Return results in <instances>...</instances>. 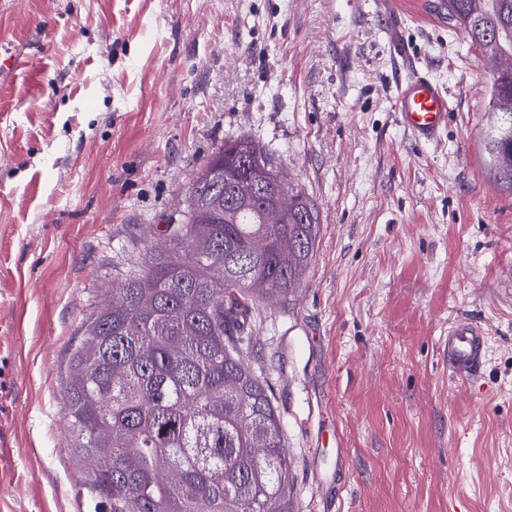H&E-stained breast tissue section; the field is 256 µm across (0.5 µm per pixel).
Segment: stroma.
<instances>
[{
	"instance_id": "1",
	"label": "stroma",
	"mask_w": 512,
	"mask_h": 512,
	"mask_svg": "<svg viewBox=\"0 0 512 512\" xmlns=\"http://www.w3.org/2000/svg\"><path fill=\"white\" fill-rule=\"evenodd\" d=\"M402 37L455 107L393 110ZM417 0H0V512H105L63 380L212 153L247 136L319 210L313 259L254 313L294 512H512V191L480 147L491 67ZM486 330L472 379L448 326Z\"/></svg>"
}]
</instances>
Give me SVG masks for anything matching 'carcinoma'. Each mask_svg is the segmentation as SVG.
I'll list each match as a JSON object with an SVG mask.
<instances>
[{
  "mask_svg": "<svg viewBox=\"0 0 512 512\" xmlns=\"http://www.w3.org/2000/svg\"><path fill=\"white\" fill-rule=\"evenodd\" d=\"M448 14L495 63L482 150L512 189V0H448ZM318 231L304 190L237 137L193 178L168 246L83 324L65 421L110 512H294L278 409L244 350L253 311L288 298Z\"/></svg>",
  "mask_w": 512,
  "mask_h": 512,
  "instance_id": "cac0c4a2",
  "label": "carcinoma"
}]
</instances>
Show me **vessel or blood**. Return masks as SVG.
Listing matches in <instances>:
<instances>
[{"instance_id":"1","label":"vessel or blood","mask_w":512,"mask_h":512,"mask_svg":"<svg viewBox=\"0 0 512 512\" xmlns=\"http://www.w3.org/2000/svg\"><path fill=\"white\" fill-rule=\"evenodd\" d=\"M392 54L407 75L395 86L394 110L399 122L421 143L436 141L448 127L451 110L444 85L417 68L399 37L391 39ZM485 332L480 325L459 319L448 327V365L454 375L468 378L484 365Z\"/></svg>"}]
</instances>
